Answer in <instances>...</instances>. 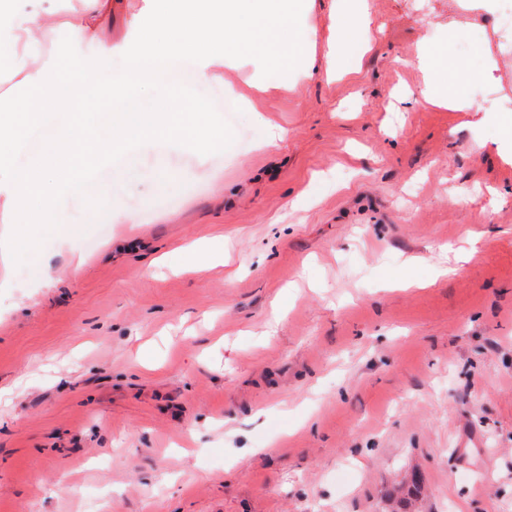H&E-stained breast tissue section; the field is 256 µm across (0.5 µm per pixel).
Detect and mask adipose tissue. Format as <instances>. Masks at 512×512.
<instances>
[{
    "instance_id": "ef3b65f1",
    "label": "adipose tissue",
    "mask_w": 512,
    "mask_h": 512,
    "mask_svg": "<svg viewBox=\"0 0 512 512\" xmlns=\"http://www.w3.org/2000/svg\"><path fill=\"white\" fill-rule=\"evenodd\" d=\"M28 2V8L19 9L14 0H0V22L8 26L6 38H0V70L16 79L24 95L19 103L0 104V167L33 127L51 123V138L25 175L12 176L8 190L24 220L30 198L40 197L36 217L42 224L53 221L57 188L78 181L118 143L161 136L189 139L202 149L211 144L213 130L198 121L207 110L204 103L183 107L172 87L154 105L136 100L169 59L191 58L204 79L213 77L215 66L243 56L292 71L299 79L312 77L319 66L330 77L343 70L350 41L371 39L364 0H338L320 62L295 50L291 0H150L153 21L140 28L136 45L116 68L115 46L99 35L113 0H88L87 15L72 27L84 53L47 64L43 56L53 38V18L41 9V0ZM47 172L52 182L44 181Z\"/></svg>"
}]
</instances>
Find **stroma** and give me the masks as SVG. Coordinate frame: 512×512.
Masks as SVG:
<instances>
[{"mask_svg":"<svg viewBox=\"0 0 512 512\" xmlns=\"http://www.w3.org/2000/svg\"><path fill=\"white\" fill-rule=\"evenodd\" d=\"M368 4L342 77L176 79L209 148L130 142L45 229L0 195V512H512V145L487 111L512 110V0ZM83 6L53 0L47 60L81 54ZM334 8L303 0L305 53ZM134 19L148 0L103 39ZM422 45L481 111L414 103ZM192 241L223 263L186 270Z\"/></svg>","mask_w":512,"mask_h":512,"instance_id":"1","label":"stroma"}]
</instances>
